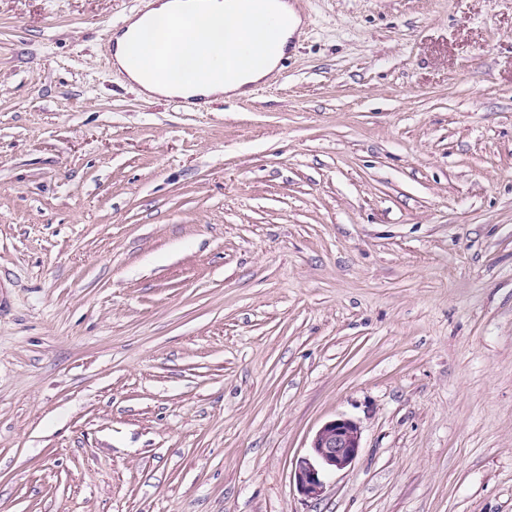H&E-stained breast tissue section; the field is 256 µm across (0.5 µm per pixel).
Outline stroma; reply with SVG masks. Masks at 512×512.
I'll return each mask as SVG.
<instances>
[{
    "mask_svg": "<svg viewBox=\"0 0 512 512\" xmlns=\"http://www.w3.org/2000/svg\"><path fill=\"white\" fill-rule=\"evenodd\" d=\"M296 2L192 112L0 0V512H512V0ZM361 448L358 424L348 418L325 423L311 440L306 454L294 462L293 480L306 499L321 498L329 474L352 465Z\"/></svg>",
    "mask_w": 512,
    "mask_h": 512,
    "instance_id": "stroma-1",
    "label": "stroma"
}]
</instances>
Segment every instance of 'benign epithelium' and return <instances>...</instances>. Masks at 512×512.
<instances>
[{
	"instance_id": "benign-epithelium-1",
	"label": "benign epithelium",
	"mask_w": 512,
	"mask_h": 512,
	"mask_svg": "<svg viewBox=\"0 0 512 512\" xmlns=\"http://www.w3.org/2000/svg\"><path fill=\"white\" fill-rule=\"evenodd\" d=\"M361 448L358 424L348 418L325 423L311 440L306 454L294 462L293 480L305 498H321L329 474L352 465Z\"/></svg>"
}]
</instances>
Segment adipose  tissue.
Wrapping results in <instances>:
<instances>
[{
	"instance_id": "1",
	"label": "adipose tissue",
	"mask_w": 512,
	"mask_h": 512,
	"mask_svg": "<svg viewBox=\"0 0 512 512\" xmlns=\"http://www.w3.org/2000/svg\"><path fill=\"white\" fill-rule=\"evenodd\" d=\"M167 0L154 4L147 0L144 13L132 17L126 31L115 38L113 54L116 66L149 97L168 95L202 87L208 97H242L249 87L271 75L277 68L289 41L301 23V17L287 0H268L267 12L287 18L288 24L275 37H268L264 23L246 0H211L205 13L184 25L178 41L166 55L158 49L167 37L163 16L171 11ZM249 32L256 62L244 63L234 74L224 70V48ZM136 53L140 66H132L129 53ZM162 68L166 82H158L154 68Z\"/></svg>"
}]
</instances>
